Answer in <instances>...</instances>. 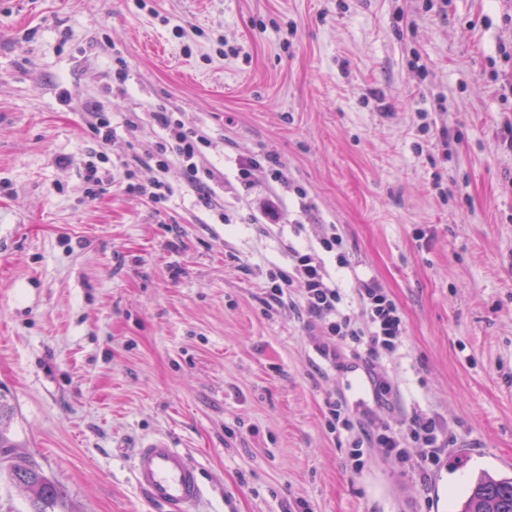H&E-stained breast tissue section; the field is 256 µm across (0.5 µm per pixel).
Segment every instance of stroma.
<instances>
[{
  "label": "stroma",
  "instance_id": "obj_1",
  "mask_svg": "<svg viewBox=\"0 0 512 512\" xmlns=\"http://www.w3.org/2000/svg\"><path fill=\"white\" fill-rule=\"evenodd\" d=\"M510 11L0 0V429L57 486L47 512H154L130 457L160 433L200 465L198 512H455L481 470L512 474ZM116 49L131 71L120 97ZM97 102L116 130L105 146L89 128ZM152 105L209 134L215 210L187 187L158 209L119 180L86 198V154L130 160L129 142L159 135ZM251 154L275 157L290 188L260 175L244 189L235 161ZM273 196L270 226L257 217ZM325 224L351 259L340 286L376 277L403 314L389 401L266 303L264 270L287 268ZM334 394L398 420L435 414L450 434L439 464L371 448L353 469L326 427Z\"/></svg>",
  "mask_w": 512,
  "mask_h": 512
}]
</instances>
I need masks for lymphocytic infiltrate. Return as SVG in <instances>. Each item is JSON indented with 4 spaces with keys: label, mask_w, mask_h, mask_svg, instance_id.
I'll return each mask as SVG.
<instances>
[{
    "label": "lymphocytic infiltrate",
    "mask_w": 512,
    "mask_h": 512,
    "mask_svg": "<svg viewBox=\"0 0 512 512\" xmlns=\"http://www.w3.org/2000/svg\"><path fill=\"white\" fill-rule=\"evenodd\" d=\"M149 115L163 135L153 147L140 150L138 162L146 172L143 180H135L131 169H124L127 190L153 204L167 203L174 194L168 179L178 172L183 183L196 194L205 208L213 206L212 182L215 174L207 163L206 150L211 140L206 131L185 123L171 110L155 106ZM333 255L338 267L350 264L345 240L336 225H324L315 242L304 250H292L289 269H267L266 295L277 306H289L306 317L317 330L313 349L318 358L339 372H350L356 365L369 370L377 396L393 395L394 379L386 371L383 360L403 348L405 324L399 307L378 279L357 280L354 305H346L345 295L338 287L326 255ZM302 284L299 299H292L294 284ZM327 427L330 433L346 436L353 468L364 465L366 448H388L404 454L416 448L426 467L436 466L440 448L446 447L447 429L440 420L423 410H414L401 422L375 417L370 408H363L360 417H353L346 398L332 396L326 402Z\"/></svg>",
    "instance_id": "f902f5d3"
}]
</instances>
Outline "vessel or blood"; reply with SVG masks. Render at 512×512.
Returning a JSON list of instances; mask_svg holds the SVG:
<instances>
[{"label":"vessel or blood","instance_id":"b4317fda","mask_svg":"<svg viewBox=\"0 0 512 512\" xmlns=\"http://www.w3.org/2000/svg\"><path fill=\"white\" fill-rule=\"evenodd\" d=\"M132 475L140 493L161 512H193L204 497L197 462L162 435L138 443Z\"/></svg>","mask_w":512,"mask_h":512}]
</instances>
